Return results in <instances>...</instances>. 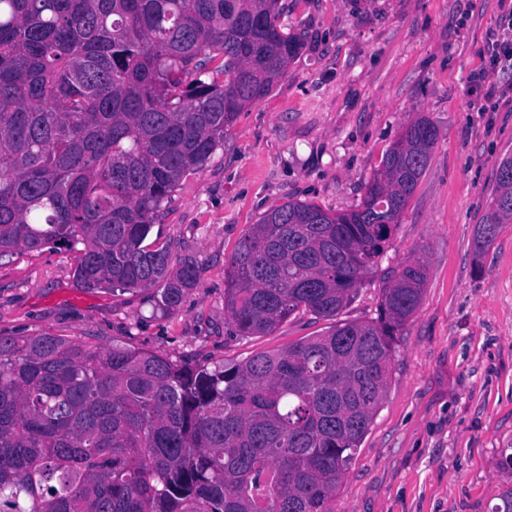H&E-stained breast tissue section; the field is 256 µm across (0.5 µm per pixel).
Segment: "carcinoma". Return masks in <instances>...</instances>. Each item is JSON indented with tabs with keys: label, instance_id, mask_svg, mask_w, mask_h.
I'll return each instance as SVG.
<instances>
[{
	"label": "carcinoma",
	"instance_id": "obj_1",
	"mask_svg": "<svg viewBox=\"0 0 512 512\" xmlns=\"http://www.w3.org/2000/svg\"><path fill=\"white\" fill-rule=\"evenodd\" d=\"M282 14L281 0H0V257L63 249L80 289L178 309L200 270L154 233L159 213L287 73L300 41ZM437 138L410 121L350 211L286 201L252 225L225 268L239 335L335 318ZM508 166L479 252L512 221ZM427 278L406 263L376 320L213 369L0 333V512H333Z\"/></svg>",
	"mask_w": 512,
	"mask_h": 512
}]
</instances>
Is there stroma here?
Here are the masks:
<instances>
[{"label": "stroma", "instance_id": "obj_1", "mask_svg": "<svg viewBox=\"0 0 512 512\" xmlns=\"http://www.w3.org/2000/svg\"><path fill=\"white\" fill-rule=\"evenodd\" d=\"M303 39L285 76L240 112L224 145L165 201L157 226L192 256L200 280L179 310L150 293L86 292L63 250L0 259V333L49 331L95 346L128 344L211 367L328 331L300 313L239 336L224 308V270L264 214L300 200L354 209L404 127L438 139L391 245L341 321H372L387 278L429 270L420 305L395 339L391 377L333 512H489L512 446V223L476 253L503 157L512 156V54L491 41L512 0H282Z\"/></svg>", "mask_w": 512, "mask_h": 512}]
</instances>
